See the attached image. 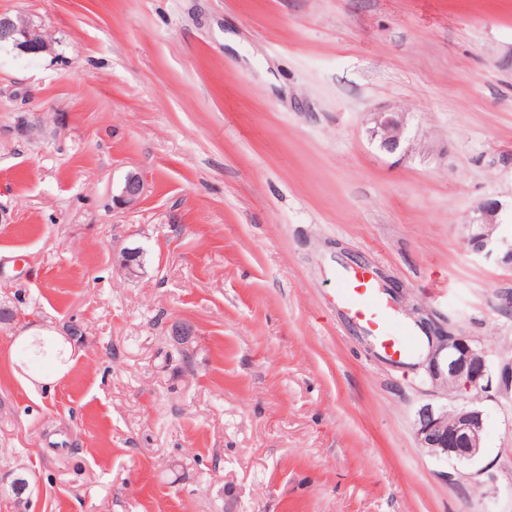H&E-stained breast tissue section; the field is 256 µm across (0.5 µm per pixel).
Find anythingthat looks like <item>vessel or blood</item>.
Listing matches in <instances>:
<instances>
[{
  "label": "vessel or blood",
  "mask_w": 512,
  "mask_h": 512,
  "mask_svg": "<svg viewBox=\"0 0 512 512\" xmlns=\"http://www.w3.org/2000/svg\"><path fill=\"white\" fill-rule=\"evenodd\" d=\"M336 297L361 331L375 337L379 352L394 363H403L420 347L419 329L399 318L373 274L352 266L336 273Z\"/></svg>",
  "instance_id": "obj_1"
}]
</instances>
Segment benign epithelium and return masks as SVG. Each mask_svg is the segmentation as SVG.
I'll list each match as a JSON object with an SVG mask.
<instances>
[{
  "instance_id": "1",
  "label": "benign epithelium",
  "mask_w": 512,
  "mask_h": 512,
  "mask_svg": "<svg viewBox=\"0 0 512 512\" xmlns=\"http://www.w3.org/2000/svg\"><path fill=\"white\" fill-rule=\"evenodd\" d=\"M13 45L29 53L46 49L43 41H36L10 17L0 16V47ZM373 126L369 129L380 148L394 154L402 148L406 113L379 111L373 113ZM144 182L140 174L126 176L120 198L126 203L135 202L142 194ZM503 213L502 203L489 198L479 205L475 215L466 224L465 241L475 255H489L497 248L502 263L512 266V241L496 238L485 231L488 224L498 223ZM120 269L129 277H137L144 268L141 248H127L118 257ZM425 370L433 381L452 385L458 393L480 392L489 381L490 365L485 349L468 337L448 333L435 337L429 345ZM484 433L483 412L468 404L458 408L453 423H448L446 413L427 407L417 421L416 437L421 447L436 456H446L459 462H471L481 453Z\"/></svg>"
}]
</instances>
